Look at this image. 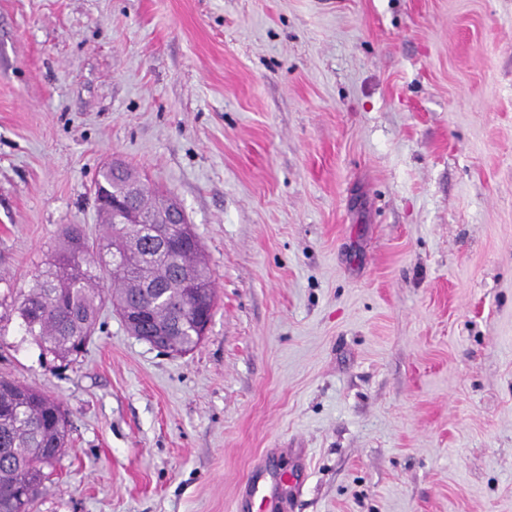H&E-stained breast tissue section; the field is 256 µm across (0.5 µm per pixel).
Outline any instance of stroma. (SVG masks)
<instances>
[{"mask_svg": "<svg viewBox=\"0 0 512 512\" xmlns=\"http://www.w3.org/2000/svg\"><path fill=\"white\" fill-rule=\"evenodd\" d=\"M115 158L214 316L63 363L17 295ZM0 376L70 420L29 512H512V0H0ZM292 481V476L290 474H279L275 478V483L271 485H267L263 476L261 474H256L254 478H252V489L253 495L259 501L258 508L263 511V504L266 502L268 497H273L277 492L279 487L288 486V482Z\"/></svg>", "mask_w": 512, "mask_h": 512, "instance_id": "obj_1", "label": "stroma"}]
</instances>
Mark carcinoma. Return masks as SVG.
Returning <instances> with one entry per match:
<instances>
[{
    "instance_id": "obj_1",
    "label": "carcinoma",
    "mask_w": 512,
    "mask_h": 512,
    "mask_svg": "<svg viewBox=\"0 0 512 512\" xmlns=\"http://www.w3.org/2000/svg\"><path fill=\"white\" fill-rule=\"evenodd\" d=\"M140 173L126 166L116 173L104 166L97 182L107 195L122 194ZM138 207L150 224H124L117 212H99L107 225L103 241L91 246L82 230L67 228L58 244L59 257L38 275L35 286L22 294L19 315L25 331L62 361L83 351L97 329L101 307L110 301L121 318L144 310L148 323L166 328L167 348L186 354L200 344L193 320L187 319L185 290L177 274L192 270L197 291L213 298L210 269L201 249L187 243L171 253L163 242L146 234L180 233L167 223L178 205L141 184ZM68 437V420L54 397L12 380L0 379V512H28L30 499L18 493L26 483L35 491L49 477L45 469L59 459Z\"/></svg>"
}]
</instances>
